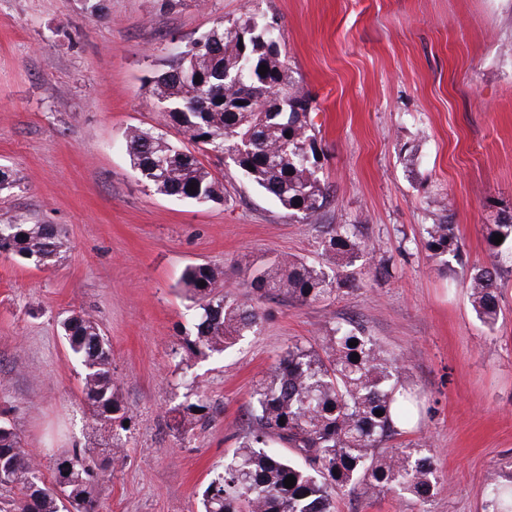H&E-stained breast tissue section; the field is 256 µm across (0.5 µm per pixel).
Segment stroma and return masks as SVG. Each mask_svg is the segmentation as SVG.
I'll use <instances>...</instances> for the list:
<instances>
[{
	"mask_svg": "<svg viewBox=\"0 0 512 512\" xmlns=\"http://www.w3.org/2000/svg\"><path fill=\"white\" fill-rule=\"evenodd\" d=\"M0 0V222L62 231L50 268L0 254V419L53 483L74 447L100 456L120 436L127 463L105 471L98 512H199V494L248 428L250 395L289 341L355 322L399 355L421 413L403 440L429 448L443 484L427 503L396 491L346 492L336 512H482L489 477L512 461V254L486 227L512 214V0ZM276 17L295 89L308 95L320 176L319 221L291 219L232 163L202 154L224 198L158 194L130 166L132 125L188 138L151 93L186 43L219 19ZM460 250L432 258L440 216ZM355 224L370 245L354 280L320 304L260 302L258 335L227 354L174 356L200 310L186 266L224 272L246 298L256 263L286 253L321 262L326 225ZM498 262L494 326L471 306L473 268ZM84 312L112 347L128 426L95 422L59 322ZM204 397L205 418L170 426Z\"/></svg>",
	"mask_w": 512,
	"mask_h": 512,
	"instance_id": "obj_1",
	"label": "stroma"
}]
</instances>
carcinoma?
I'll use <instances>...</instances> for the list:
<instances>
[{
  "instance_id": "obj_1",
  "label": "carcinoma",
  "mask_w": 512,
  "mask_h": 512,
  "mask_svg": "<svg viewBox=\"0 0 512 512\" xmlns=\"http://www.w3.org/2000/svg\"><path fill=\"white\" fill-rule=\"evenodd\" d=\"M280 38L273 19L220 20L188 41L184 55L153 77V97L196 148L175 143L152 126L129 127L130 166L146 185L164 196L213 202L221 198L222 184L199 158L213 152L228 156L250 185L275 199L288 215L304 220L321 215L329 192L318 175L312 106L293 88ZM263 64L268 68L264 75L258 73ZM496 234L503 236L497 245ZM425 240L436 258L459 251L455 225L446 215L426 225ZM487 242L496 257L500 247L512 244V215L487 225ZM62 248L61 232L51 224H0V252L24 264L52 267ZM367 249L357 225H328L323 241L328 259L354 267ZM498 278L495 264L469 278L472 308L489 327L500 313ZM223 279L224 272L207 264L190 265L184 272V288L201 310L195 334L185 338L190 354H221L242 337L257 334L262 321L257 302L263 298L315 304L347 285L321 264L286 255L264 259L254 268L251 298L224 294ZM61 329L70 356L82 367L81 394L95 419L113 424L130 418L112 373V348L98 322L73 312L61 321ZM354 340L358 345L349 346ZM402 370L398 357L351 323L325 328L315 343H289L255 386L251 428L214 471L202 493L203 512H335L336 496L360 485L430 501L440 489L433 455L420 448L388 447L418 409ZM196 408L202 412L206 405L200 401L174 410V426L188 425ZM278 444L293 456L281 455ZM123 464L117 451L98 465L75 450L56 459V481L50 487L19 435L0 421V489L14 492L5 512H97L98 466L115 470ZM290 475L296 482L287 488L284 480ZM483 510L512 512L508 466L487 483Z\"/></svg>"
}]
</instances>
